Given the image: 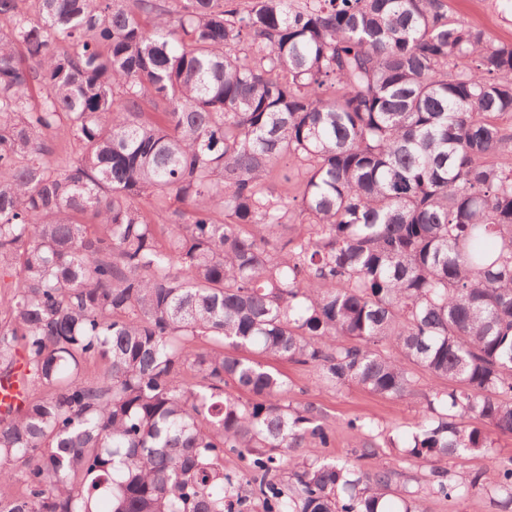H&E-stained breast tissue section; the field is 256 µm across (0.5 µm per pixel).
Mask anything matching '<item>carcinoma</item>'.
<instances>
[{"mask_svg": "<svg viewBox=\"0 0 512 512\" xmlns=\"http://www.w3.org/2000/svg\"><path fill=\"white\" fill-rule=\"evenodd\" d=\"M511 119L512 46L442 0H0V512H512V456L490 487L437 466L512 434ZM226 344L448 386L310 459L321 415ZM25 373L21 367H15L6 374H0V416L7 418L24 406L26 396ZM429 512H499L490 495L468 494L454 504L438 497L428 501Z\"/></svg>", "mask_w": 512, "mask_h": 512, "instance_id": "carcinoma-1", "label": "carcinoma"}]
</instances>
